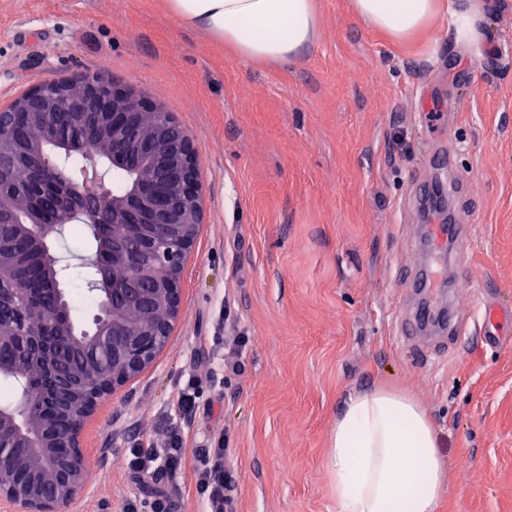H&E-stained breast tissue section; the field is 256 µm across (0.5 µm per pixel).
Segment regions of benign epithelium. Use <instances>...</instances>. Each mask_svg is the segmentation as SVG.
<instances>
[{
  "label": "benign epithelium",
  "mask_w": 512,
  "mask_h": 512,
  "mask_svg": "<svg viewBox=\"0 0 512 512\" xmlns=\"http://www.w3.org/2000/svg\"><path fill=\"white\" fill-rule=\"evenodd\" d=\"M49 114L61 124L20 150L18 125H36ZM174 128L170 113L116 86L105 72L39 84L0 105V258L17 256L22 241L46 255L54 295L42 306L29 301L28 281L0 284V345L20 352L0 363V377L19 393L17 403L0 406V512H61L75 500L89 478L87 423L169 342L182 308L184 261L204 221L199 149L185 131L173 135ZM77 132L83 166L99 169L79 193L67 184L68 154L49 149ZM21 163L38 173L39 207L4 184ZM109 178L121 188L100 190ZM105 218L132 225L137 243L130 248L114 237L84 256L91 267L84 287L99 312L82 329L61 288L70 259L48 242L71 224L95 228ZM146 254L159 262L165 283L152 299L121 284Z\"/></svg>",
  "instance_id": "obj_1"
}]
</instances>
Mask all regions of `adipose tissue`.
I'll use <instances>...</instances> for the list:
<instances>
[{"label": "adipose tissue", "mask_w": 512, "mask_h": 512, "mask_svg": "<svg viewBox=\"0 0 512 512\" xmlns=\"http://www.w3.org/2000/svg\"><path fill=\"white\" fill-rule=\"evenodd\" d=\"M179 25L206 33L236 56L286 60L311 44L314 0H166ZM355 14L394 43H406L441 16L465 18L480 42L485 0H352ZM339 512H437L445 492L439 437L407 393L378 387L349 400L336 418L329 457Z\"/></svg>", "instance_id": "adipose-tissue-1"}]
</instances>
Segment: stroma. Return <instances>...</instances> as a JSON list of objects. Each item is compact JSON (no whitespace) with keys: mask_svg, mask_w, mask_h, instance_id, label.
Segmentation results:
<instances>
[{"mask_svg":"<svg viewBox=\"0 0 512 512\" xmlns=\"http://www.w3.org/2000/svg\"><path fill=\"white\" fill-rule=\"evenodd\" d=\"M486 2L480 44L436 24L396 45L351 0H316L308 47L252 62L181 27L165 0H0V103L106 72L199 147L205 222L178 326L95 415L71 512H127L158 488L173 512H205L191 477L127 467L163 420L193 440L228 436L235 512H338L333 425L380 384L410 394L436 427L438 512H512V0ZM448 150L461 193L415 203V181ZM448 222L471 228L468 274L434 300L502 318L494 342L425 358L405 337L403 273L430 260L429 225ZM243 331L245 372L225 375L224 344ZM191 375L200 399L184 416L174 397Z\"/></svg>","mask_w":512,"mask_h":512,"instance_id":"35a3bbf8","label":"stroma"}]
</instances>
